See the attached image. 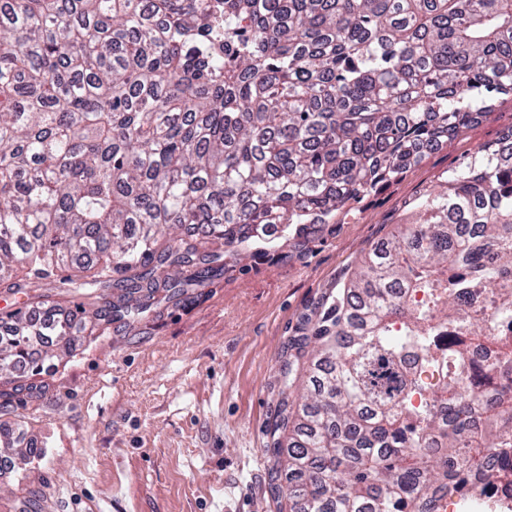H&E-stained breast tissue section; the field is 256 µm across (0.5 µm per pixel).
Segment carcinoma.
<instances>
[{
  "label": "carcinoma",
  "mask_w": 512,
  "mask_h": 512,
  "mask_svg": "<svg viewBox=\"0 0 512 512\" xmlns=\"http://www.w3.org/2000/svg\"><path fill=\"white\" fill-rule=\"evenodd\" d=\"M508 101L512 0H7L0 290L64 271L65 292L101 304L1 313L0 379L56 368L27 362L33 337L135 320L255 238L341 223ZM414 209L291 345L313 368L271 427L288 444L265 449L289 512H432L512 479V341L494 335L512 317V151L483 146ZM491 280L479 323L466 289ZM397 327L428 351L450 332L448 381L420 410Z\"/></svg>",
  "instance_id": "cac0c4a2"
}]
</instances>
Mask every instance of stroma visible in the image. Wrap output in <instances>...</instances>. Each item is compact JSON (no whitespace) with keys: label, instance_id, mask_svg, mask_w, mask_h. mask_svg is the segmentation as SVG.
<instances>
[{"label":"stroma","instance_id":"35a3bbf8","mask_svg":"<svg viewBox=\"0 0 512 512\" xmlns=\"http://www.w3.org/2000/svg\"><path fill=\"white\" fill-rule=\"evenodd\" d=\"M512 130V104L364 197L304 243L239 248L233 270L71 342L50 373L0 380V425L37 454H0V512H280L264 453L297 328L419 192Z\"/></svg>","mask_w":512,"mask_h":512}]
</instances>
